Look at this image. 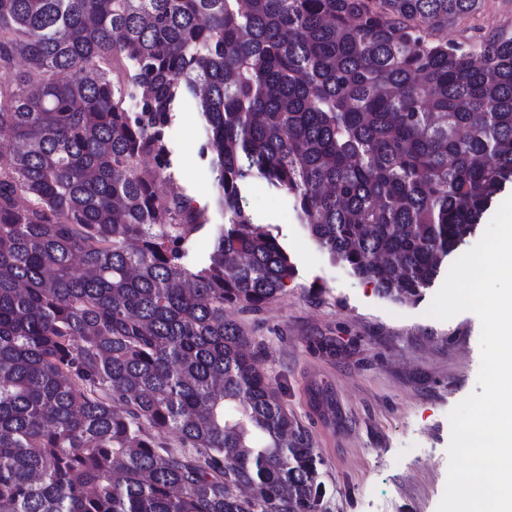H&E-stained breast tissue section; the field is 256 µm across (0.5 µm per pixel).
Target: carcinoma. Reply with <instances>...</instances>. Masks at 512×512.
Listing matches in <instances>:
<instances>
[{
  "mask_svg": "<svg viewBox=\"0 0 512 512\" xmlns=\"http://www.w3.org/2000/svg\"><path fill=\"white\" fill-rule=\"evenodd\" d=\"M481 4L0 0V512H318L309 435L227 314L295 275L243 192L418 301L512 184V32L442 38ZM189 97L225 224L159 193Z\"/></svg>",
  "mask_w": 512,
  "mask_h": 512,
  "instance_id": "cac0c4a2",
  "label": "carcinoma"
}]
</instances>
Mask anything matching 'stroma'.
<instances>
[{
    "mask_svg": "<svg viewBox=\"0 0 512 512\" xmlns=\"http://www.w3.org/2000/svg\"><path fill=\"white\" fill-rule=\"evenodd\" d=\"M512 30V0H483L447 37L477 47ZM200 112H175L172 181L187 209L224 221L215 175L201 155ZM254 223L269 227L295 264L284 295L260 313H235L265 347L263 369L320 458L321 512H437L451 437L448 414L476 388L479 318L428 316L436 293L414 305L332 262L300 223L285 192L255 181L245 191Z\"/></svg>",
    "mask_w": 512,
    "mask_h": 512,
    "instance_id": "stroma-1",
    "label": "stroma"
}]
</instances>
